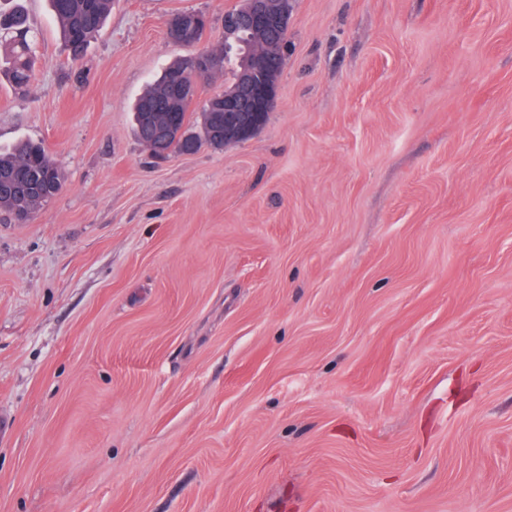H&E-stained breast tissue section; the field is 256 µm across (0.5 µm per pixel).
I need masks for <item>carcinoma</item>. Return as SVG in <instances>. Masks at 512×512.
I'll return each mask as SVG.
<instances>
[{"label": "carcinoma", "mask_w": 512, "mask_h": 512, "mask_svg": "<svg viewBox=\"0 0 512 512\" xmlns=\"http://www.w3.org/2000/svg\"><path fill=\"white\" fill-rule=\"evenodd\" d=\"M57 30L64 47L77 57L82 54L91 39L104 28L107 18L116 5V0H49ZM28 15L18 3L8 11H0V70L7 73L15 86L23 88L31 80L34 67L33 50L28 38ZM190 61H176L162 76L148 85L136 99L134 112L143 111L147 105L160 106L169 98V77L187 69ZM216 102L207 100L198 120L190 129L192 142L181 148L180 153H193L206 145L215 150L224 149L210 135L211 125L205 114L215 111ZM35 174L40 178L38 191L21 197L0 192V211L17 218L21 210L36 215L48 197L65 186V175L48 151L39 143L20 141L7 151L0 152V177L6 175Z\"/></svg>", "instance_id": "carcinoma-1"}]
</instances>
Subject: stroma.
<instances>
[{"label":"stroma","mask_w":512,"mask_h":512,"mask_svg":"<svg viewBox=\"0 0 512 512\" xmlns=\"http://www.w3.org/2000/svg\"><path fill=\"white\" fill-rule=\"evenodd\" d=\"M240 0H47L0 149V512H512V0H291L252 138L153 158L133 105ZM210 21L193 46L163 21ZM64 47L74 57L104 28L116 0H49ZM36 174L40 178L38 191L21 197L2 193L0 190V211L14 220L17 213L25 210L34 217L49 196L56 195L65 186V175L48 151L32 141H20L10 150L0 152V177L6 175Z\"/></svg>","instance_id":"obj_1"}]
</instances>
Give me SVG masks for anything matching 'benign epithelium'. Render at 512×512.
I'll return each instance as SVG.
<instances>
[{"label": "benign epithelium", "mask_w": 512, "mask_h": 512, "mask_svg": "<svg viewBox=\"0 0 512 512\" xmlns=\"http://www.w3.org/2000/svg\"><path fill=\"white\" fill-rule=\"evenodd\" d=\"M290 23V13L279 8L275 0H244L242 6L224 16V41L232 40V33L241 31L268 40L280 35L286 37ZM166 28L173 40L194 44L208 28V20L199 13L189 12L168 19ZM283 64L282 55L273 60L257 54L242 67L233 91L214 95L224 101L225 144L246 141L266 124L277 103ZM216 69L214 54L207 52L196 56L192 66L172 81L167 110L159 112L149 108L139 114V131L151 143L155 156L169 153L170 143L177 137V113L194 99L201 78Z\"/></svg>", "instance_id": "benign-epithelium-1"}]
</instances>
